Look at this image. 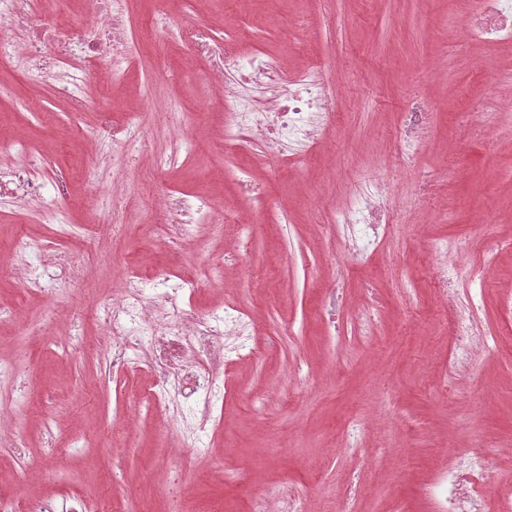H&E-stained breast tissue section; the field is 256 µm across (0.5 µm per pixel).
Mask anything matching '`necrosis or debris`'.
I'll list each match as a JSON object with an SVG mask.
<instances>
[{
	"instance_id": "4bbe7bcc",
	"label": "necrosis or debris",
	"mask_w": 512,
	"mask_h": 512,
	"mask_svg": "<svg viewBox=\"0 0 512 512\" xmlns=\"http://www.w3.org/2000/svg\"><path fill=\"white\" fill-rule=\"evenodd\" d=\"M69 15L54 19L43 0H0V63L26 79L53 87L56 95L75 110L86 107V87L93 75L117 80L134 64L138 47L130 29L129 0H78ZM475 41L512 40V0H470L465 25ZM156 40L176 36L188 57L201 67L206 81L218 84L224 117L225 152L244 151L249 140L262 141L268 157L288 163L296 149L318 152L336 124L338 80L321 66L310 74L288 72L273 56L245 48L240 38L212 35L189 18L172 20L158 11L152 25ZM436 113L424 98L409 96L396 118L395 151L404 165L427 146ZM90 144L111 143L122 156L146 151L141 114L115 118L98 115ZM64 168L44 171L43 157L32 143L17 140L0 151V199L23 207L35 222L54 223L56 240L71 241L72 227L61 187ZM393 190L384 181L366 182L341 210L324 222L327 235L346 228L339 240L343 253L370 262L380 244L394 231ZM159 205L166 216L164 247L189 253L183 266L167 265L143 273L133 266L122 269L115 293L100 298L97 308L100 338L95 355L105 370L123 376L147 367L152 404L176 421L187 444L197 445L202 435L222 420L220 405L228 399L230 375L237 362L260 360L270 352L254 317L233 302L199 308L191 296L201 288L223 289L224 272L249 244L237 235L225 248L223 263L199 252L197 229L203 224H238L233 211L217 213L215 203L198 197L165 194ZM464 265L454 238L437 239L432 247L430 274L448 316L450 345L445 359L449 377L472 373L480 356L493 349L494 339L478 323L476 291L493 267ZM9 278L42 297L52 296L58 284H78L83 267L66 254L46 251L42 245L19 241L7 267ZM19 374L11 359L0 354V456L14 465L16 489L0 493V512H100L99 501L73 492L34 496L25 488L31 476L51 480V473L30 457L17 422L24 411L14 395ZM495 476L478 452L446 460L438 481L429 486L441 512H512V494L493 493Z\"/></svg>"
}]
</instances>
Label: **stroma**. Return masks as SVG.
<instances>
[{
  "label": "stroma",
  "instance_id": "stroma-1",
  "mask_svg": "<svg viewBox=\"0 0 512 512\" xmlns=\"http://www.w3.org/2000/svg\"><path fill=\"white\" fill-rule=\"evenodd\" d=\"M468 8V0H199L194 19L212 27L215 38L246 31L288 71L319 62L340 73L333 154L309 156L292 168L257 147L225 153L213 128L216 92L186 65L177 39L144 41L140 65L118 82L93 80L91 102L79 114L49 85L27 84L0 67V88L9 91L0 97V138L26 134L47 168L69 169L71 224H85L100 193L87 167V137L98 112L144 110L153 146L134 166L112 165L107 185L125 202L126 231L100 239L96 252L78 249L88 270L85 285L47 303L19 284H0V303L22 316L15 324L0 321V342L26 366L16 387L28 410L21 419L28 451L56 471L39 491L86 493L108 512H163L172 477L180 474L185 512H209L214 504L223 512H250V486L259 476L280 488L297 487L309 512H391L397 497L407 499L412 512H437L422 484L444 453L470 441L482 445L500 490H512V452L504 448L512 443V314L504 308L512 251L498 252V267L483 289L481 324L497 336L496 350L450 395L441 389L448 323L429 278L432 238L465 234L488 205L512 223V42L469 41L460 29ZM295 20L304 32L292 29ZM476 86L491 89L499 105L481 130L457 120L473 108L467 90ZM411 94L440 111L431 144L407 169L396 162L389 133ZM173 98L186 107L184 133L206 139L196 166L160 173L153 157L166 151L163 109ZM237 165L252 166L268 183L271 221L252 229L247 256L228 273V294L204 288L196 302L207 307L235 299L256 314L274 349L236 366L230 406L203 453L163 436L164 415L147 409L148 370L112 379L93 355H56L34 328L62 319L84 296L113 292L103 258L146 272L170 261L149 231L153 215L141 208L146 185L199 190L212 167ZM369 173L395 180L397 227L370 265L353 266L342 317H375L380 334L372 344L330 338L316 317L336 253L335 240L319 224V204L344 206ZM424 177L431 180L429 192L416 207ZM51 234V225L26 222L13 205L0 204V245ZM368 281L374 293H365ZM300 363L311 367L309 380L294 377ZM46 402L60 429L53 439L35 418ZM351 416L381 421L356 451L342 446V426ZM121 424L129 434L116 448L112 432Z\"/></svg>",
  "mask_w": 512,
  "mask_h": 512
}]
</instances>
